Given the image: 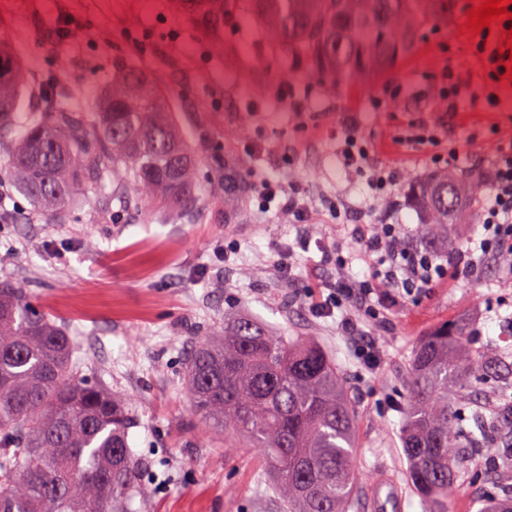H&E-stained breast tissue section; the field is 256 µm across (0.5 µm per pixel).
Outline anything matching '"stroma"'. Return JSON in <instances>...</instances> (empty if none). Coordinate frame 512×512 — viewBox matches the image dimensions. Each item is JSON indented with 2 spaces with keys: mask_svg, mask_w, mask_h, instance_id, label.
<instances>
[{
  "mask_svg": "<svg viewBox=\"0 0 512 512\" xmlns=\"http://www.w3.org/2000/svg\"><path fill=\"white\" fill-rule=\"evenodd\" d=\"M476 2L455 0L447 20L426 21L415 49L380 77L337 84L302 64L283 69L280 49L256 40L249 0H226L215 18L181 13L172 0L111 7L102 0H0V35L26 72V117L36 116L38 88L52 79L93 125L113 78L134 64L169 95L197 152L199 199L177 213L124 201L105 181L52 219L0 185L12 214L0 224V281L24 288L77 336L83 376L130 401L128 441L145 489L141 512H283L259 449L215 444L190 413L187 347L240 316L276 336L312 337L335 362L356 415L358 480L349 512H373L371 490L383 471L397 479L407 512H424L402 448L413 350L421 336L463 323L479 352L500 356V338L512 329V266L489 259L476 275L454 277L484 233L479 207L449 225L447 242L432 246L406 197L408 181L438 171L434 157L449 145L461 151L462 171L477 176L494 158L485 130L497 126L512 140V90L500 109L467 101L453 114L435 93L444 72L479 71L471 39L457 31ZM285 90L306 110L286 108ZM353 115L372 165L398 176L397 210L370 198L364 171L336 161V133ZM420 121L437 128V144L404 143ZM246 170L297 187L310 205L306 222L274 208L260 212L245 182L228 186V172ZM385 222L401 225L407 247L433 249L448 265L416 296L365 319L362 335H341L335 318L313 315L310 304L335 281L336 248L351 228ZM288 248L295 258L284 270L280 255ZM368 343L377 348L373 370L358 355ZM485 468L482 456L465 459L448 512H480L476 474Z\"/></svg>",
  "mask_w": 512,
  "mask_h": 512,
  "instance_id": "stroma-1",
  "label": "stroma"
}]
</instances>
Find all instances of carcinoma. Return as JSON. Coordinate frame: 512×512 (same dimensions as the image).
Masks as SVG:
<instances>
[{"label":"carcinoma","mask_w":512,"mask_h":512,"mask_svg":"<svg viewBox=\"0 0 512 512\" xmlns=\"http://www.w3.org/2000/svg\"><path fill=\"white\" fill-rule=\"evenodd\" d=\"M262 37L285 66L309 59L338 83L372 79L412 51L445 0H250ZM23 74L0 40L4 176L52 217L93 180L112 181L168 210L196 202L195 148L169 96L128 66L101 99L89 133L70 101L50 91L44 117L19 121ZM480 182L441 172L408 185L427 235L455 224ZM76 339L20 286L0 282V512H132L144 490L129 447L130 403L74 375ZM193 413L218 443L264 451L286 512H348L355 430L333 360L311 338L274 336L248 319L185 354ZM493 385L490 418L473 388ZM403 449L424 512H448L460 453L512 462V360L473 350L466 325L422 337L404 389ZM476 421L477 431L468 429Z\"/></svg>","instance_id":"carcinoma-1"}]
</instances>
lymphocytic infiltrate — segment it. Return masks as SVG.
<instances>
[{"label": "lymphocytic infiltrate", "mask_w": 512, "mask_h": 512, "mask_svg": "<svg viewBox=\"0 0 512 512\" xmlns=\"http://www.w3.org/2000/svg\"><path fill=\"white\" fill-rule=\"evenodd\" d=\"M512 28V20L502 21L492 32H480L473 43L474 55L480 56L482 72L478 79L471 80L455 72L445 73L439 96L448 104L449 111H456L462 95L472 101L482 102L491 108L501 104V80L505 72L504 56L499 55L498 46L502 30ZM341 146L338 157L347 165L369 167V150L365 145L356 121H348L340 133ZM368 183L373 197L387 195L396 184L394 174L379 168L369 167ZM487 191L481 201L484 236L476 254L470 255L464 273L473 276L485 257L512 262V142H497L494 162L485 175ZM248 189L260 200L262 206L279 202L295 221H304L309 206L300 192L283 191L282 188L258 175H251ZM358 250L378 254L382 264L378 282L369 284L347 277L337 278L326 295L312 305L316 313L329 316L339 314L338 326L347 336L359 335L361 321L355 306H369L372 298L389 300L395 289H422L442 275L444 265L437 254L413 250L403 245L396 225L381 224L376 231L355 237Z\"/></svg>", "instance_id": "lymphocytic-infiltrate-1"}]
</instances>
